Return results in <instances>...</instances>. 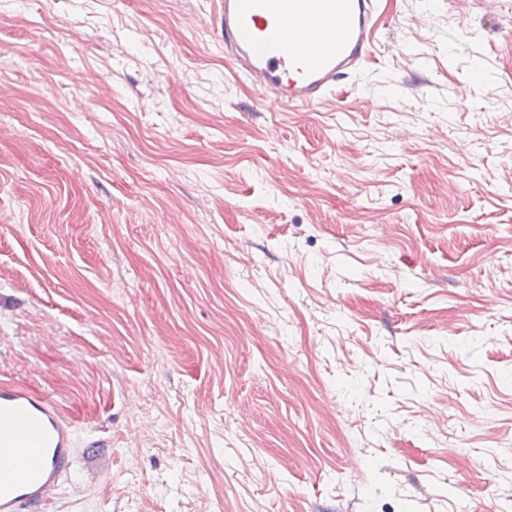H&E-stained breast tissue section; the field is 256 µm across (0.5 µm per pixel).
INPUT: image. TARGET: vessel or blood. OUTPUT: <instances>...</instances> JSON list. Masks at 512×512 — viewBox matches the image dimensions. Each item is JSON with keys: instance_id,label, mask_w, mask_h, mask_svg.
Listing matches in <instances>:
<instances>
[{"instance_id": "b4317fda", "label": "vessel or blood", "mask_w": 512, "mask_h": 512, "mask_svg": "<svg viewBox=\"0 0 512 512\" xmlns=\"http://www.w3.org/2000/svg\"><path fill=\"white\" fill-rule=\"evenodd\" d=\"M224 53L270 104L309 107L368 59L379 0H219ZM75 430L27 386L0 383V512H41L77 455Z\"/></svg>"}]
</instances>
